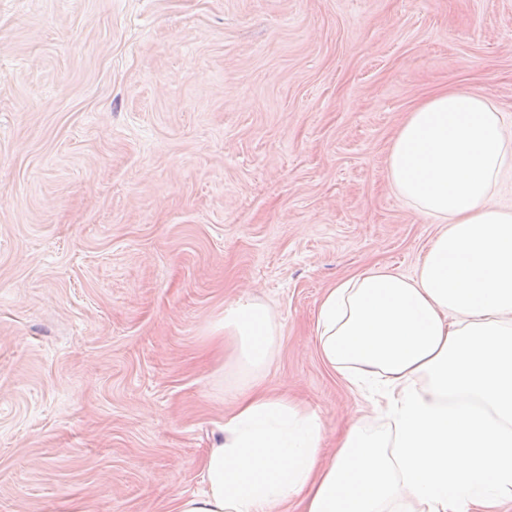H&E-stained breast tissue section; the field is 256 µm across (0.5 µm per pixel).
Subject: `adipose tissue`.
I'll return each mask as SVG.
<instances>
[{"label": "adipose tissue", "mask_w": 512, "mask_h": 512, "mask_svg": "<svg viewBox=\"0 0 512 512\" xmlns=\"http://www.w3.org/2000/svg\"><path fill=\"white\" fill-rule=\"evenodd\" d=\"M512 132L465 89L414 107L387 156L405 204L441 224L416 273L367 269L328 289L325 363L372 402L322 460L317 414L264 388L280 336L255 300L215 327L233 344L242 397L206 456L205 489L172 512H512V209L493 205Z\"/></svg>", "instance_id": "ef3b65f1"}]
</instances>
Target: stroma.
<instances>
[{"instance_id": "1", "label": "stroma", "mask_w": 512, "mask_h": 512, "mask_svg": "<svg viewBox=\"0 0 512 512\" xmlns=\"http://www.w3.org/2000/svg\"><path fill=\"white\" fill-rule=\"evenodd\" d=\"M512 124V0H0V512H171L238 387L213 338L280 318L266 382L324 455L370 400L327 288L413 274L438 224L387 149L449 87Z\"/></svg>"}]
</instances>
